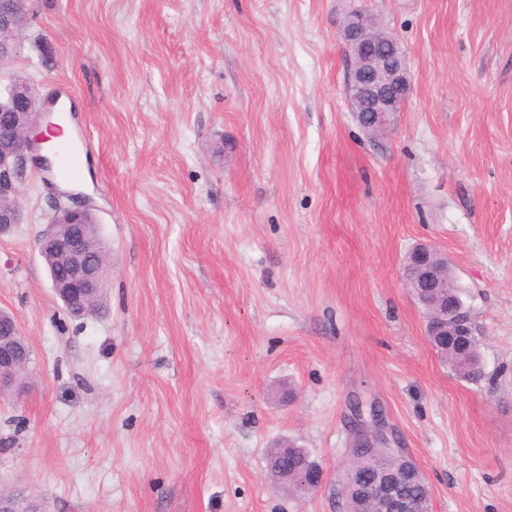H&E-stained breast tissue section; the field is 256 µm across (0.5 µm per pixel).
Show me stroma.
I'll use <instances>...</instances> for the list:
<instances>
[{"mask_svg": "<svg viewBox=\"0 0 512 512\" xmlns=\"http://www.w3.org/2000/svg\"><path fill=\"white\" fill-rule=\"evenodd\" d=\"M379 15L411 93L369 137L345 91L348 12ZM67 95L112 255L73 317L35 248L39 167L0 234V311L31 350L0 396V492L47 512H343L355 402L381 406L431 512H512V0H29L0 91ZM445 253L483 378L438 358L401 281ZM291 441L322 468L270 477Z\"/></svg>", "mask_w": 512, "mask_h": 512, "instance_id": "1", "label": "stroma"}]
</instances>
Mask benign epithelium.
<instances>
[{
    "instance_id": "7a95c632",
    "label": "benign epithelium",
    "mask_w": 512,
    "mask_h": 512,
    "mask_svg": "<svg viewBox=\"0 0 512 512\" xmlns=\"http://www.w3.org/2000/svg\"><path fill=\"white\" fill-rule=\"evenodd\" d=\"M19 0H0V62L10 58L18 45L24 17ZM340 40L347 58L346 90L358 125L373 135L384 131L402 111L411 90L405 54L398 39L372 14L355 11L344 20ZM39 112L30 88L15 84L0 96V122L6 128L0 146V233L20 223L19 188L39 142L33 129ZM96 219L87 206L58 204L48 229L37 240L41 256L49 260L51 285L57 297L77 316H88L83 307L93 294L107 287L112 261L103 249L91 246L89 230ZM404 267L412 276L406 284L429 310L428 335L451 336L461 355L472 346L474 326L461 295L443 276L448 259L436 248L420 243L408 253ZM30 361L28 344L13 317L0 312V393L19 384ZM380 450L398 461L399 467H377L351 489L361 512H391V504L403 512L415 505L397 498L396 488L405 481L422 479L416 464L397 446L384 411L375 403H355L352 408L349 465L364 451ZM0 512H45L34 501L19 503L0 496Z\"/></svg>"
}]
</instances>
